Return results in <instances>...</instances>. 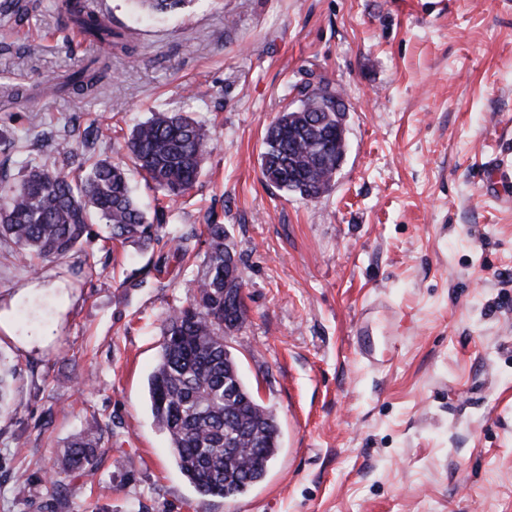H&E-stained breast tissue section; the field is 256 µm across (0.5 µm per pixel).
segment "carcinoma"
Instances as JSON below:
<instances>
[{"label": "carcinoma", "mask_w": 512, "mask_h": 512, "mask_svg": "<svg viewBox=\"0 0 512 512\" xmlns=\"http://www.w3.org/2000/svg\"><path fill=\"white\" fill-rule=\"evenodd\" d=\"M153 12H173L189 0H139ZM72 28L108 48L120 44L91 6V0H68ZM98 58L65 75L52 90L67 95L75 109L108 77ZM301 105L279 113L268 127L261 153V173L277 189L303 199L330 191L336 178V129L346 126L345 108L336 105V89L327 81L303 89ZM128 157L146 185L166 197H182L198 181L213 152L205 126L183 113L157 111L135 125L125 141ZM53 152L66 166L78 151L64 133ZM105 224L108 239L165 242L173 255H189L183 238H166L165 213L155 222L132 193L126 168L107 158L89 163L83 177L64 174L46 164L27 169L9 184L0 167V238H9L22 257L63 260L76 252L89 226ZM206 270L189 279L191 301L175 305L164 318L160 359L148 378L151 412L166 432L181 474L203 497L236 498L262 482L280 448L274 411L245 381L224 335L247 319L245 303L224 301V267L235 249L224 225H205ZM16 368L0 355V410L8 405ZM100 437L92 431L73 437L65 448L52 483L69 476H90Z\"/></svg>", "instance_id": "1"}]
</instances>
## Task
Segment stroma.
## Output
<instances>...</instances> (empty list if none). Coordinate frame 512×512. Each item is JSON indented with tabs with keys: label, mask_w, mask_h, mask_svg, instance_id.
<instances>
[{
	"label": "stroma",
	"mask_w": 512,
	"mask_h": 512,
	"mask_svg": "<svg viewBox=\"0 0 512 512\" xmlns=\"http://www.w3.org/2000/svg\"><path fill=\"white\" fill-rule=\"evenodd\" d=\"M22 3V23L0 16V162L15 181L52 162L66 125L98 127L96 157L125 159L155 110L208 127L216 149L189 196L131 186L174 214L168 232L223 224L248 307L228 343L281 447L244 495L204 498L153 420L163 319L206 244L159 275L163 245L98 224L62 264L0 240V354L17 369L0 512H512V208L481 187L491 158L512 165V0H193L174 15L97 0L127 36L111 51L68 28L64 0ZM94 57L110 77L78 112L51 87ZM322 80L347 108V153L332 190L303 199L264 180L262 141ZM378 297L399 317L372 314V366L355 330ZM91 423L95 475L53 486Z\"/></svg>",
	"instance_id": "35a3bbf8"
}]
</instances>
